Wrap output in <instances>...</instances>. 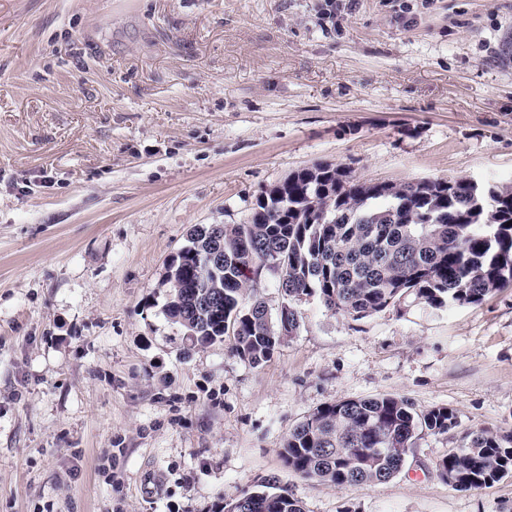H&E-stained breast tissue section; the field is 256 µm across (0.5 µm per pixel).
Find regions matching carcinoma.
Wrapping results in <instances>:
<instances>
[{
  "mask_svg": "<svg viewBox=\"0 0 512 512\" xmlns=\"http://www.w3.org/2000/svg\"><path fill=\"white\" fill-rule=\"evenodd\" d=\"M218 277L186 250L166 274L165 312L196 347L233 336L231 352L253 366L268 361L299 327L295 302L316 296L355 320L413 295L434 307L477 305L512 285V184L468 179L403 184L355 179L342 165L315 163L256 197L245 224L224 225ZM276 275L283 301L271 311L257 296L263 271ZM454 409L416 411L397 396L344 399L316 408L279 448L283 464L339 487L396 477L421 434L457 427ZM436 464L459 491L512 474V433L479 429ZM238 512H306L266 477L244 491Z\"/></svg>",
  "mask_w": 512,
  "mask_h": 512,
  "instance_id": "cac0c4a2",
  "label": "carcinoma"
}]
</instances>
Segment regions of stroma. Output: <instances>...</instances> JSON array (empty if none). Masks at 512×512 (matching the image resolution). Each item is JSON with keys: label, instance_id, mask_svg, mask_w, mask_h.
Here are the masks:
<instances>
[{"label": "stroma", "instance_id": "obj_1", "mask_svg": "<svg viewBox=\"0 0 512 512\" xmlns=\"http://www.w3.org/2000/svg\"><path fill=\"white\" fill-rule=\"evenodd\" d=\"M317 162L512 184V0H0V512H220L268 476L306 512H512V477L435 472L512 431L511 286L362 320L306 297L257 367L166 317L189 229ZM381 395L458 425L370 486L283 465L310 412ZM466 444L452 449L436 464L438 476L459 491L492 485L512 474V433L479 429L468 432Z\"/></svg>", "mask_w": 512, "mask_h": 512}]
</instances>
